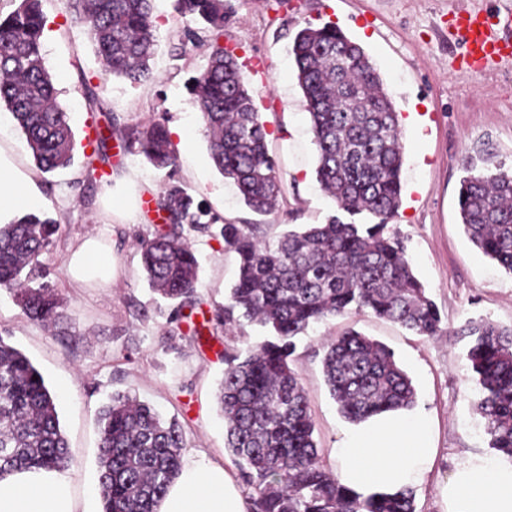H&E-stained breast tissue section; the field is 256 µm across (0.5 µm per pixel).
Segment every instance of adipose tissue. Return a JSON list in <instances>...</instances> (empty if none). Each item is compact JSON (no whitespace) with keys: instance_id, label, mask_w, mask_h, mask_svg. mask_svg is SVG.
Here are the masks:
<instances>
[{"instance_id":"ef3b65f1","label":"adipose tissue","mask_w":512,"mask_h":512,"mask_svg":"<svg viewBox=\"0 0 512 512\" xmlns=\"http://www.w3.org/2000/svg\"><path fill=\"white\" fill-rule=\"evenodd\" d=\"M38 203L31 176L0 148V217ZM113 266L111 249L96 237L85 239L69 262L80 281L109 280ZM437 454L430 421L400 411L343 430L334 450L340 482L363 499L422 485L434 470ZM439 495L442 512H512V463L465 456ZM0 512L87 510L66 474L30 470L0 478ZM158 512H248V501L231 473L201 453L183 458Z\"/></svg>"}]
</instances>
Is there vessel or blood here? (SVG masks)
<instances>
[{
  "label": "vessel or blood",
  "mask_w": 512,
  "mask_h": 512,
  "mask_svg": "<svg viewBox=\"0 0 512 512\" xmlns=\"http://www.w3.org/2000/svg\"><path fill=\"white\" fill-rule=\"evenodd\" d=\"M448 26L456 31L463 46L462 69L482 71L512 59V41L498 35L499 29L512 27L511 12L466 11L454 14Z\"/></svg>",
  "instance_id": "1"
}]
</instances>
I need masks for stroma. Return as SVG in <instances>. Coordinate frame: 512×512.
I'll return each mask as SVG.
<instances>
[{
  "instance_id": "1",
  "label": "stroma",
  "mask_w": 512,
  "mask_h": 512,
  "mask_svg": "<svg viewBox=\"0 0 512 512\" xmlns=\"http://www.w3.org/2000/svg\"><path fill=\"white\" fill-rule=\"evenodd\" d=\"M236 13L221 44L235 48L243 81L267 129L282 194L276 210L258 214L244 205L235 187L215 169L199 111L186 90L209 54L207 43L179 47L177 33L190 18L177 14L173 0H154L157 51L153 77L140 83L105 76L82 27L70 19L66 0H43L51 38L44 44L46 66L59 100L72 117L76 147L71 167L53 173L35 164L9 112L0 111V146L30 173L38 209L55 219L53 235L34 284H44L62 302L65 321L54 330L28 321L11 295L0 289V336L23 351L57 397L60 425L71 461L66 470L79 494L102 512L97 492L99 408L112 393L130 391L163 416L184 426L185 453H203L236 472L225 446V424L217 395L224 377V350L262 340L254 324H242L197 344L185 339L166 346L170 306L149 288L138 240L160 227L153 200L161 187L179 183L212 212L234 224H271L276 230L325 223L335 203L316 180L317 150L303 92L288 54L295 33L306 25L332 23L360 44L375 64L399 112L404 164L402 203L388 230L405 244L417 277L438 305L445 332L414 334L369 312L331 317L297 340L295 370L307 393L314 438L329 470L332 454L348 428L324 381L321 359L327 337L354 329L390 347L417 391L414 412L434 426L438 458L427 481L415 488L416 512H441L439 486L456 462L489 454V437L475 405L479 387L467 360V345L453 331L466 320L512 325V275L484 256L459 220L461 160L484 141L495 145L512 173V64L480 74L458 72L461 47L448 36L451 13L465 9L512 10V0H233ZM96 87L102 107L89 111L85 86ZM160 122L169 132L188 130L178 143L174 167L159 171L138 153L120 148L124 128ZM112 129L108 163L95 176L86 172L97 131ZM100 236L115 265L111 281L79 283L68 263L87 237ZM199 261L194 311L202 323L222 307L235 279L236 259L225 252L219 225L193 233Z\"/></svg>"
}]
</instances>
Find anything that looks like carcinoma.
I'll use <instances>...</instances> for the list:
<instances>
[{"mask_svg":"<svg viewBox=\"0 0 512 512\" xmlns=\"http://www.w3.org/2000/svg\"><path fill=\"white\" fill-rule=\"evenodd\" d=\"M152 0H67L108 75L132 83L151 77L156 48ZM174 10L203 24L178 33L181 46L208 33L218 40L235 14L231 0H174ZM42 0H19L0 16V107L11 114L37 167L51 173L74 162L70 114L57 100L44 63ZM318 152L316 177L350 220L268 236L263 224L224 223V249L237 256V278L211 326L248 322L267 336L240 352L224 348L218 404L227 448L242 482L253 490L249 512H416L411 490L359 500L323 464L314 422L294 369L295 339L329 317L369 311L422 336L444 333L442 315L413 272L403 242L388 234L401 199L403 148L398 111L365 50L336 26L301 28L289 48ZM187 89L200 112L210 158L258 213L275 210L282 193L267 132L241 79L237 57L216 44ZM157 170L174 166L177 149L161 123L126 134ZM486 144L465 156L458 210L464 232L485 256L512 274V174L491 167ZM161 228L140 239L151 290L172 303L170 321L198 303L199 263L189 232L205 233L220 217L201 221L188 190L165 186L155 201ZM57 225L28 213L0 225V287L9 290L30 321L51 327L62 318L52 291L30 285ZM468 340L467 357L479 385L476 404L488 445L512 461V326L469 320L454 331ZM323 374L342 416L361 422L391 410L411 409L412 379L384 343L348 330L323 347ZM98 491L102 512H154L181 470L185 436L175 418L150 404L114 394L97 416ZM68 446L54 395L39 370L0 336V477L15 470L63 471Z\"/></svg>","mask_w":512,"mask_h":512,"instance_id":"1","label":"carcinoma"}]
</instances>
